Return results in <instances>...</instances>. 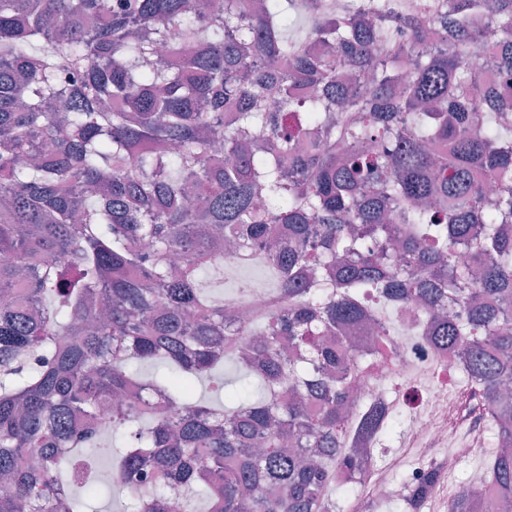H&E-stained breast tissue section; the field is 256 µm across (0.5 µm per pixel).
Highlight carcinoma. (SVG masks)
I'll use <instances>...</instances> for the list:
<instances>
[{
    "label": "carcinoma",
    "mask_w": 512,
    "mask_h": 512,
    "mask_svg": "<svg viewBox=\"0 0 512 512\" xmlns=\"http://www.w3.org/2000/svg\"><path fill=\"white\" fill-rule=\"evenodd\" d=\"M226 241L268 313L227 320ZM405 301L511 443L512 0H0V512H89L56 476L98 457L135 512H335L350 332Z\"/></svg>",
    "instance_id": "cac0c4a2"
}]
</instances>
